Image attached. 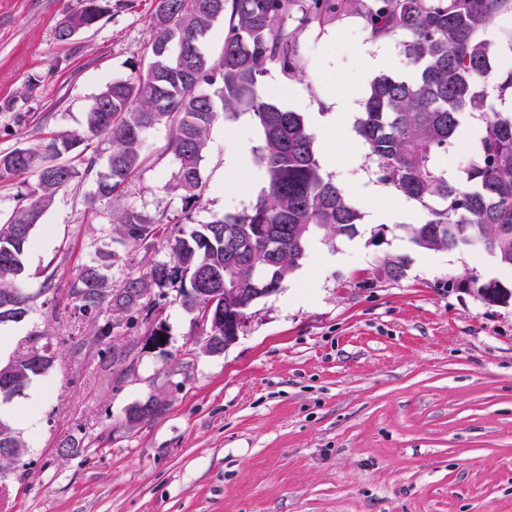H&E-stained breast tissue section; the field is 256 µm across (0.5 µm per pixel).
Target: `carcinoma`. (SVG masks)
<instances>
[{"label": "carcinoma", "mask_w": 512, "mask_h": 512, "mask_svg": "<svg viewBox=\"0 0 512 512\" xmlns=\"http://www.w3.org/2000/svg\"><path fill=\"white\" fill-rule=\"evenodd\" d=\"M299 0H158L146 63L127 78L114 79L87 112L82 135L58 134L35 148H17L0 156V178L33 172L36 184L27 206L0 224V322L19 321L27 297L11 286L24 271V256L35 228L55 194L77 179H91L101 200L120 194L145 162L146 132L165 126L169 149L177 161L173 179L186 207L200 202V165L208 132L219 114L252 113L263 132L256 164L266 189L249 208L215 216L183 232L172 246L174 264L155 262L145 276L130 277L122 287L109 286L106 271L112 254L101 252L83 265L71 289L84 316L128 314L140 306L149 287L162 286L175 273L188 277L182 305L197 313L206 335L222 336L236 323L232 292L224 278L240 288L279 289L301 266L310 241L318 235L347 234L360 220L344 191L324 178L314 135L303 113L286 110L264 95L261 79L277 64L295 71L297 43L283 34ZM111 0H83L82 8L65 15L69 26L95 25ZM344 0H310L301 24L322 26L336 20ZM512 0H368L365 28L371 40L404 32L407 73H381L370 84L355 130L377 164L380 180L426 208L427 218L407 225L411 241L425 250H453L467 239L483 241L482 251L501 267L512 269V114L489 102L488 86L497 97H512V68L496 65L498 49L478 34L503 14ZM227 25L219 58L205 42L219 22ZM467 112L488 116L470 165L450 178L441 170L445 154L460 139ZM94 139L112 144L109 171L101 170L96 152L76 166L66 156L76 145ZM161 220L131 207L113 219V232L148 247L161 231ZM274 230L286 249L269 256L266 237ZM240 241L248 253L225 272L224 243ZM461 288L494 291L496 303H507L512 290L497 280L472 275ZM53 362L31 352L0 364V398L20 392L31 377ZM161 407L146 402L132 408L128 421H148ZM23 443L0 421V462L13 461L5 448Z\"/></svg>", "instance_id": "obj_1"}]
</instances>
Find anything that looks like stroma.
I'll return each instance as SVG.
<instances>
[{
    "mask_svg": "<svg viewBox=\"0 0 512 512\" xmlns=\"http://www.w3.org/2000/svg\"><path fill=\"white\" fill-rule=\"evenodd\" d=\"M81 6L0 0V155L83 133L104 86L145 60L154 0H112L98 24L60 42L59 22ZM282 31L295 34L300 67L286 76L273 66L264 79L302 88L304 101L280 99L288 110L336 95L362 112L371 81L405 69L404 36L371 41L355 9L321 30L289 19ZM359 43L378 66L354 52ZM228 133L248 145L229 177ZM261 138L251 113L217 119L189 211L161 125L146 136L154 164L120 195L95 198L86 179L54 196L17 282L28 313L0 340L2 364L34 351L53 358L12 401L26 451L0 470V512H512V300L489 305L448 287L472 274L511 287L512 269L459 250L422 263L406 231L426 215L415 201L409 216L370 223L387 201L353 188L379 180L369 155L328 175L362 214L353 233L315 239L223 353L203 351L206 328L183 307L180 276L151 287L133 316L113 315V351L94 340L99 321L74 314L71 285L98 252L112 253L119 288L170 260L183 230L249 208ZM132 206L162 220L150 248L112 231ZM394 255L408 258L397 279L383 271ZM150 399L161 413L129 423ZM31 406L35 425L20 427Z\"/></svg>",
    "mask_w": 512,
    "mask_h": 512,
    "instance_id": "35a3bbf8",
    "label": "stroma"
}]
</instances>
